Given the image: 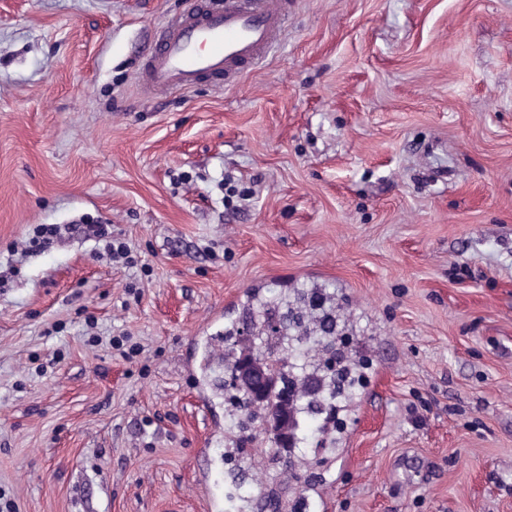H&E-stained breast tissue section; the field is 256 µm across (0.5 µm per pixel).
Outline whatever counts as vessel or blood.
<instances>
[{
	"instance_id": "obj_1",
	"label": "vessel or blood",
	"mask_w": 512,
	"mask_h": 512,
	"mask_svg": "<svg viewBox=\"0 0 512 512\" xmlns=\"http://www.w3.org/2000/svg\"><path fill=\"white\" fill-rule=\"evenodd\" d=\"M287 16L288 0H187L150 45L139 85L154 94L192 87L205 76L234 84L267 57Z\"/></svg>"
}]
</instances>
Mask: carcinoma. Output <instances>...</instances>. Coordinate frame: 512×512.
<instances>
[{
	"mask_svg": "<svg viewBox=\"0 0 512 512\" xmlns=\"http://www.w3.org/2000/svg\"><path fill=\"white\" fill-rule=\"evenodd\" d=\"M273 322L279 325L275 332L270 331ZM245 335L260 344L244 343ZM349 335L350 329L341 322L336 294L324 284H275L268 296L248 294L241 319L224 327V338L237 337L232 345L224 346V371L235 372L245 361L248 369L290 387L292 396L284 410L275 399L258 403L244 386L220 380L224 445L230 448L248 437L272 441L273 431L265 423L286 411L300 425V447L314 434L335 452L336 439L329 436V424L336 407L350 404L356 396L358 364L348 350ZM269 464L288 471L295 481L304 466L296 453L284 459L280 448L273 450Z\"/></svg>",
	"mask_w": 512,
	"mask_h": 512,
	"instance_id": "1",
	"label": "carcinoma"
}]
</instances>
